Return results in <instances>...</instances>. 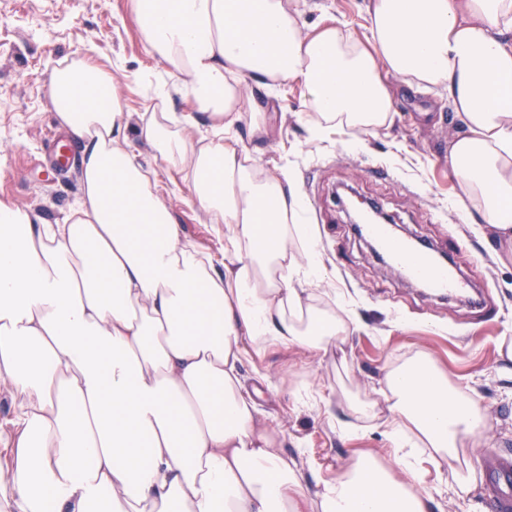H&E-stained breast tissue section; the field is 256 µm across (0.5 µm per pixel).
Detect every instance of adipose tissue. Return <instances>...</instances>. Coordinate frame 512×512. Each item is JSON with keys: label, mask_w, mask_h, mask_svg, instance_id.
I'll return each mask as SVG.
<instances>
[{"label": "adipose tissue", "mask_w": 512, "mask_h": 512, "mask_svg": "<svg viewBox=\"0 0 512 512\" xmlns=\"http://www.w3.org/2000/svg\"><path fill=\"white\" fill-rule=\"evenodd\" d=\"M187 114L150 117L142 138L189 170L194 200L225 224L223 257L182 241L122 133L112 72L56 68L50 100L82 146V195L60 224L0 200V392L17 410L0 436V512H431L414 440L445 459L478 434L477 406L424 352L384 377L387 438L403 476L364 453L309 488L262 419L237 365L273 347L327 351L355 324L303 302L319 244L299 223L293 168L257 178L224 143L265 112L243 84L299 80L312 138L350 144L384 128L388 76L441 89L463 130L448 146L469 224L491 225L512 262V0H371L366 32L332 21L302 33L284 0H129ZM213 139L195 146V113Z\"/></svg>", "instance_id": "adipose-tissue-1"}]
</instances>
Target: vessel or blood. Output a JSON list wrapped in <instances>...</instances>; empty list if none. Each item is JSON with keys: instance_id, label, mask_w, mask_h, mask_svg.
I'll return each mask as SVG.
<instances>
[{"instance_id": "1", "label": "vessel or blood", "mask_w": 512, "mask_h": 512, "mask_svg": "<svg viewBox=\"0 0 512 512\" xmlns=\"http://www.w3.org/2000/svg\"><path fill=\"white\" fill-rule=\"evenodd\" d=\"M363 233L378 239L386 257L410 280L425 283L440 295L470 297L467 283L453 267L434 263L429 247H412L405 240L388 234L380 224L365 227ZM483 479L494 512H512V457L488 459Z\"/></svg>"}]
</instances>
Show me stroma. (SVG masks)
I'll return each mask as SVG.
<instances>
[{
  "instance_id": "1",
  "label": "stroma",
  "mask_w": 512,
  "mask_h": 512,
  "mask_svg": "<svg viewBox=\"0 0 512 512\" xmlns=\"http://www.w3.org/2000/svg\"><path fill=\"white\" fill-rule=\"evenodd\" d=\"M304 2V33L338 19L363 35L368 0ZM85 55L111 67L124 134L143 168L156 173L182 237L220 253L224 236L192 204L190 173L169 170L140 137L151 113L165 107L181 113L185 106L177 99L163 105L145 82L148 74L165 77L167 67L147 53L127 0H0V198L53 224L77 203L79 167L49 182L43 161L48 137L60 126L50 103L52 72ZM388 82L394 115L356 149L347 148L346 134L336 129L311 138L308 94L299 82L242 92L243 108L267 110L268 125L263 131L236 127L229 145L254 160L258 178L275 177L286 164L296 169L302 217L320 241L324 278L304 300L353 310L359 328L324 354L272 349L246 358L241 378L313 485L367 449L397 472L385 436L381 379L391 365L420 351L431 354L485 416L474 445L458 449L455 460L418 448L423 485L435 499L432 512H491L482 467L494 454H512V360L500 349L502 340L512 341V263L499 262L495 230L464 223L449 204L457 184L445 149L461 127L445 93H419L393 76ZM342 185L375 201L402 233L448 254L463 277L485 289L486 306L438 297L378 260L334 195ZM365 397L378 401L377 415L356 418L348 403Z\"/></svg>"
}]
</instances>
